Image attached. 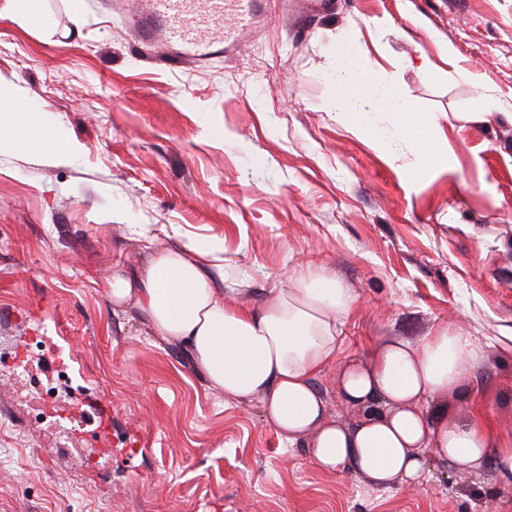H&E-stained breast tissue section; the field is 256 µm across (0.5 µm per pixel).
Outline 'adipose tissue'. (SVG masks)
<instances>
[{"instance_id": "ef3b65f1", "label": "adipose tissue", "mask_w": 512, "mask_h": 512, "mask_svg": "<svg viewBox=\"0 0 512 512\" xmlns=\"http://www.w3.org/2000/svg\"><path fill=\"white\" fill-rule=\"evenodd\" d=\"M380 101L394 116L391 126H380L376 113H356L359 133L379 145L403 140L423 163L443 158L436 117L413 112L391 92L381 93ZM75 151L62 121L46 120L12 84L0 85V154L66 159ZM218 259L216 247L187 238L151 254L139 272L113 273L107 295L114 308L135 309L153 336L185 351L210 390L260 399L266 423L282 442L304 444L320 470L350 466L378 486L396 480L412 486L421 483L430 452L474 471L493 464L512 488V448L497 444L478 417L427 413L428 402L461 390L466 337L443 328L415 343H379L366 358L348 362L339 375L344 397L357 404L380 401L385 409L346 427L328 417L314 381L336 358L338 327L356 301L353 290L333 275H309L275 289L259 308L232 306L205 271Z\"/></svg>"}]
</instances>
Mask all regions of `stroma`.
<instances>
[{"label": "stroma", "instance_id": "1", "mask_svg": "<svg viewBox=\"0 0 512 512\" xmlns=\"http://www.w3.org/2000/svg\"><path fill=\"white\" fill-rule=\"evenodd\" d=\"M39 2L43 25L0 0V80L61 116L78 151L0 155V512H512L490 464L430 457L418 486L319 470L259 400L208 389L105 288L188 237L221 248L208 273L233 305L333 274L357 300L315 380L330 418L371 412L343 396L345 362L448 328L472 349L449 409L480 412L512 445V121L472 119L480 102L512 103V0H307L292 14L271 0L236 52L192 68L154 62L136 17L113 19L105 0ZM347 35L376 86L438 118L447 160L420 165L337 115L329 73ZM59 340L64 430L27 413L58 379ZM83 392L104 398L113 440L142 441L133 468L99 459L97 482Z\"/></svg>", "mask_w": 512, "mask_h": 512}]
</instances>
